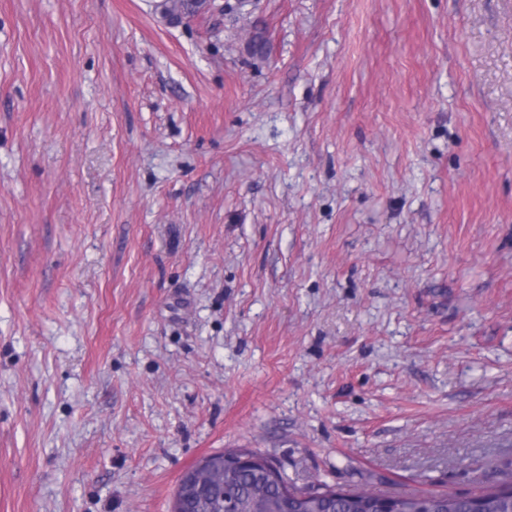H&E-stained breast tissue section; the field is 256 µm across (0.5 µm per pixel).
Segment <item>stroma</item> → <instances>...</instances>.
<instances>
[{"instance_id":"obj_1","label":"stroma","mask_w":512,"mask_h":512,"mask_svg":"<svg viewBox=\"0 0 512 512\" xmlns=\"http://www.w3.org/2000/svg\"><path fill=\"white\" fill-rule=\"evenodd\" d=\"M156 2L0 0V512L493 481L512 0ZM205 3V0H164L160 6L173 19L194 16Z\"/></svg>"}]
</instances>
